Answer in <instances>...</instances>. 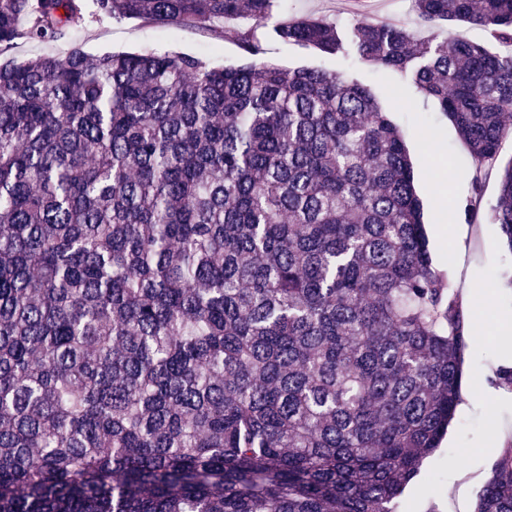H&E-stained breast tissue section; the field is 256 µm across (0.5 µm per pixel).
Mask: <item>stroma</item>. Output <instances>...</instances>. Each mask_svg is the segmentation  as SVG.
Wrapping results in <instances>:
<instances>
[{
	"instance_id": "35a3bbf8",
	"label": "stroma",
	"mask_w": 512,
	"mask_h": 512,
	"mask_svg": "<svg viewBox=\"0 0 512 512\" xmlns=\"http://www.w3.org/2000/svg\"><path fill=\"white\" fill-rule=\"evenodd\" d=\"M357 9L355 0H277L264 26L252 28L246 19L236 20L234 26L254 29L264 59L281 68L346 72L370 89L405 132L433 262L461 294L473 341L465 352L456 420L440 449L426 459L420 475L406 488L402 512H472L491 464L504 449L512 448V386L495 380L500 368L512 367V290L503 283L512 276V252L504 247L497 225L489 219L497 181L492 176L483 180L476 223L451 216L449 201L465 205L476 195V172L454 125L437 103L393 70L287 44L276 33L284 19L304 15H324L347 28L355 23ZM365 9L373 18L395 23L420 38L455 34L477 43L489 41L480 26L420 23L411 0H367ZM74 45L92 55L177 51L213 66H237L246 60L237 41L221 31L102 18L93 0H84L82 23L66 40L25 42L14 55L29 58L63 52ZM490 269L500 272L501 281L486 279Z\"/></svg>"
}]
</instances>
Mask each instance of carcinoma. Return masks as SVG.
I'll return each instance as SVG.
<instances>
[{
  "label": "carcinoma",
  "instance_id": "1",
  "mask_svg": "<svg viewBox=\"0 0 512 512\" xmlns=\"http://www.w3.org/2000/svg\"><path fill=\"white\" fill-rule=\"evenodd\" d=\"M277 0H96L99 15L257 27ZM288 43L434 99L512 252V0H414ZM82 0H0V57ZM176 52L0 60V512H398L455 419L468 342L402 131L342 73ZM472 512H512V448ZM411 0H367L365 10L370 16L377 20L395 23L418 38H430L438 36L444 38L448 33L456 34L473 42L490 45L491 48H498L489 39V35L483 27L468 23H457L453 25L444 24H423L420 23L415 13L411 10Z\"/></svg>",
  "mask_w": 512,
  "mask_h": 512
}]
</instances>
